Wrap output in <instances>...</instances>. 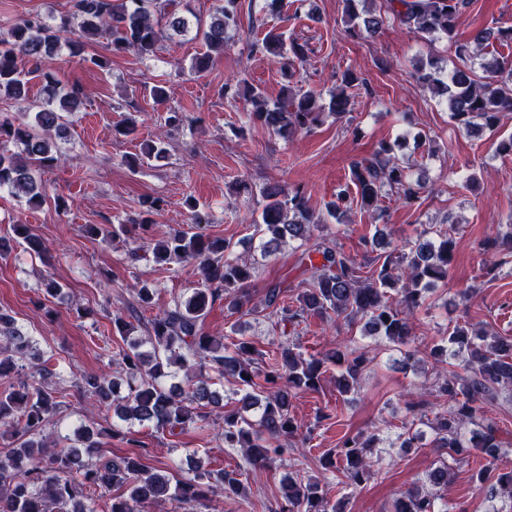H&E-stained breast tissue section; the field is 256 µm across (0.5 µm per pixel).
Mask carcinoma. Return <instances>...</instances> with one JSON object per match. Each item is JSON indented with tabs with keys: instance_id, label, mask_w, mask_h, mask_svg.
Listing matches in <instances>:
<instances>
[{
	"instance_id": "1",
	"label": "carcinoma",
	"mask_w": 512,
	"mask_h": 512,
	"mask_svg": "<svg viewBox=\"0 0 512 512\" xmlns=\"http://www.w3.org/2000/svg\"><path fill=\"white\" fill-rule=\"evenodd\" d=\"M356 2L345 0V34L358 38L376 33L382 17L360 16ZM389 4L395 19L408 32L447 40L456 59L463 63L471 61L492 39L512 41V27L487 28L468 41L459 40L457 19L468 0H389ZM74 7L86 36L106 30L112 36L113 51H128L141 58L156 55L163 29L188 31L175 0H74ZM237 24V0H219L207 27L197 28L209 52L195 58L192 70L202 73L208 69L211 52L224 51L227 30ZM68 28L67 18L50 25L34 17L14 25L8 37L0 38V96L15 102L28 99L29 79L18 66L20 57L33 64L44 82L46 98L30 120L0 123V140L7 138L20 146L18 152L0 148V189L13 191L31 207H40L49 199L41 173L59 162L56 139L67 134V115L81 105L80 89L60 93L58 80L46 67L62 46L73 56L84 53L81 38L60 41V33ZM252 49L279 60L285 85L282 105L270 108L259 87L245 82L224 83V98L251 103V120L288 138L312 133L326 106L338 115L349 112L352 90L359 85L353 70L348 68L341 74L340 84L325 106L317 91L292 92L297 68L308 56L307 43L288 39L272 27ZM484 70L487 76L481 82L466 66L454 68L445 81L431 61L418 68L414 77L433 94L446 97L457 127L471 133L493 132L501 112L512 109V60L494 56ZM163 152L161 143L147 141L138 154L125 157L124 163L135 170L161 158ZM349 173L355 192L342 190L326 205L327 214L337 220L353 209L379 210L391 191L413 202L423 189L420 182L410 179L391 144L351 162ZM260 195L263 204L255 233L260 236L259 247L265 256L288 241H309L313 230L324 223L300 187L268 183ZM159 207L160 201H148L131 223L121 224L117 230L87 224L84 234L104 241L119 232L144 231L151 222L149 215ZM12 232L9 237H0V259L9 258L17 245L42 255L43 242L29 225L14 224ZM483 246L505 255L502 263L506 264L512 257V233L501 238L489 235ZM363 247L367 253L385 249L376 256L382 263L368 270L336 243L327 239L314 243L311 251L319 261L309 259L308 285L288 305L284 291L275 285L266 291L265 306L279 311L280 322L293 327L309 318L356 325L361 335L380 338L395 347L405 368H413L424 358L434 366L456 362L459 370L450 372L435 389L436 403L442 409L425 422L434 435L432 447L450 462L430 471L428 483L438 490L447 489L452 465L467 462L475 454L485 460L476 478L487 485L488 496L512 503V469L504 471L497 465L507 449L503 448L499 426L488 416L512 403V398L505 396L512 391V339L456 324L448 336L423 351L409 347L414 314L425 305L429 292L448 277L455 247L452 233L438 232L432 238L430 230L424 229L401 249L374 236L363 239ZM152 257L155 264L168 270L173 265L197 264L204 287L192 289L155 316L143 338L128 336L130 326L122 317L112 319L123 345L108 355L107 366H122L125 379H110L103 372L84 374L82 382L100 402L112 403L120 420L149 423L156 431L173 435L205 421L206 408L222 410L224 427L219 437L224 447L239 449L247 466L262 469L283 452L276 443L295 436L300 428L290 411L291 399L300 391L319 390L329 366L338 368L336 390L340 395L360 387L372 358L357 348L346 345L306 358L288 339L272 351H262L256 340L242 332L228 347L204 330L208 308L217 300L243 315L253 311L246 288L255 277L256 266L237 253V244L231 240L181 230L160 240ZM25 363L33 381L0 394V425L11 426L14 437L13 446L0 454V512H98L94 492L102 488L117 490L107 512H143L150 503L166 501L194 512L217 488L226 499L245 496L236 468L209 471L197 467L192 474L177 477L145 465L138 450L110 456L102 448L106 430L94 422L78 428L73 445L52 449L47 425L56 415L63 394L49 379L57 373L40 361L36 341L17 327L8 312L0 310V376H8ZM207 369L234 379L239 408L224 410L223 398L213 388ZM180 375L187 384L174 382ZM380 443L382 439L375 434H346L336 451L325 456V470L344 477L342 484L347 487L357 488L375 475L372 457ZM76 472L81 476L79 482L72 479ZM282 498L280 512H345L343 507L328 508L321 481L306 480L298 474L284 479ZM435 500L436 494L414 485L393 500L386 512H435Z\"/></svg>"
}]
</instances>
